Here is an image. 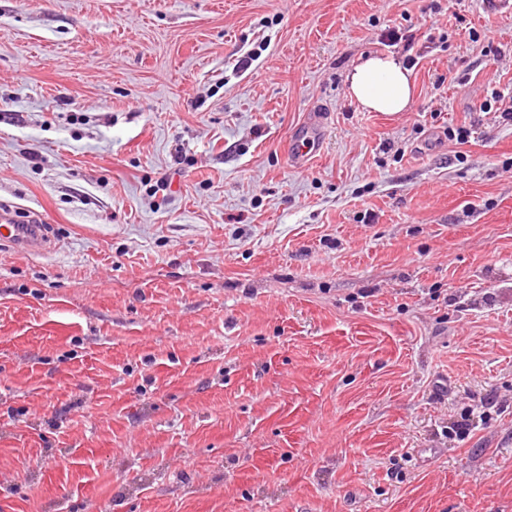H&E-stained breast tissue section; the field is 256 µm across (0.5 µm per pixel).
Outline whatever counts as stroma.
<instances>
[{
	"label": "stroma",
	"instance_id": "obj_1",
	"mask_svg": "<svg viewBox=\"0 0 512 512\" xmlns=\"http://www.w3.org/2000/svg\"><path fill=\"white\" fill-rule=\"evenodd\" d=\"M495 87L483 0H0V512H512ZM347 94L368 112L397 113L412 99V79L402 60L393 54H373L346 75ZM319 113L310 112L304 124L288 139V160L295 167L305 166L318 150L323 118ZM45 227L40 224H17L12 216L0 212V241H5L16 248L30 252H44L46 247Z\"/></svg>",
	"mask_w": 512,
	"mask_h": 512
}]
</instances>
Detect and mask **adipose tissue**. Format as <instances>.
Masks as SVG:
<instances>
[{
    "instance_id": "adipose-tissue-1",
    "label": "adipose tissue",
    "mask_w": 512,
    "mask_h": 512,
    "mask_svg": "<svg viewBox=\"0 0 512 512\" xmlns=\"http://www.w3.org/2000/svg\"><path fill=\"white\" fill-rule=\"evenodd\" d=\"M346 86L349 98L370 112H402L412 99L410 72L392 54L361 59L347 74Z\"/></svg>"
}]
</instances>
